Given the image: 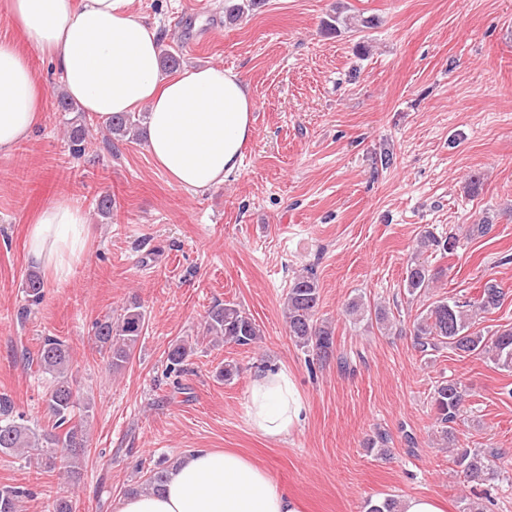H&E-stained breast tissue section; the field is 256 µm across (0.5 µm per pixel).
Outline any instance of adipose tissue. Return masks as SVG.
Returning <instances> with one entry per match:
<instances>
[{
  "label": "adipose tissue",
  "mask_w": 512,
  "mask_h": 512,
  "mask_svg": "<svg viewBox=\"0 0 512 512\" xmlns=\"http://www.w3.org/2000/svg\"><path fill=\"white\" fill-rule=\"evenodd\" d=\"M130 0H8L7 18L55 63L65 94L102 121L144 105L145 147L187 192L217 187L236 171L254 136V100L243 78L214 67L164 74L156 26L128 10ZM43 90L27 59L0 42V154L30 135ZM87 216L55 203L33 220L28 256L57 282L85 256ZM305 404L286 369L257 370L248 416L261 435L277 440L305 418ZM118 512H304L285 485L243 456L187 450L161 491L130 495Z\"/></svg>",
  "instance_id": "obj_1"
}]
</instances>
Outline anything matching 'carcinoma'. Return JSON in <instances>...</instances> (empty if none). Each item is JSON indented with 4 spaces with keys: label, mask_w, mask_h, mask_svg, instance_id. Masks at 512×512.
Masks as SVG:
<instances>
[{
    "label": "carcinoma",
    "mask_w": 512,
    "mask_h": 512,
    "mask_svg": "<svg viewBox=\"0 0 512 512\" xmlns=\"http://www.w3.org/2000/svg\"><path fill=\"white\" fill-rule=\"evenodd\" d=\"M345 27H368L370 19L343 17L341 12L324 22L328 31L337 30V24ZM60 112H73L67 119L69 149L79 156L86 151V125L79 107L67 97H57ZM145 115L136 112H120L110 120L107 140H135L139 137ZM458 236L448 234L437 237L431 233L421 236L410 264L407 266L405 288L411 295L428 293L438 276L432 273L424 254L452 252L457 247ZM44 283L36 272L25 279L28 302L34 305L42 298ZM504 290L496 280H488L475 300L455 297L439 298L431 302L413 320V336L422 353L448 349L460 357L471 355L484 358L495 367L512 372V327L489 332L478 328L479 316L499 308L504 300ZM320 294L315 273L306 269L295 275L289 285L285 301L288 335L296 346L318 361L336 358L340 368L349 367L347 355L335 354V331L332 326L316 319ZM346 312L358 319L375 317L381 328L390 326V318L382 306L373 307L362 299L354 298ZM145 325L141 306L132 302L123 307L116 316L110 315L96 322L95 340L99 351L106 355L108 365L118 371L129 361ZM206 334L216 342L249 346L261 338L259 326L235 303H217L206 317ZM192 348L185 342H177L168 350L167 360L173 366L183 364ZM72 349L67 341L47 336L36 354L39 370L50 376L46 393V410L52 418L51 429L41 432L29 427L24 416L14 411L11 399L0 396V452L14 453L25 457L36 456L40 466L47 471L58 467L67 477L77 481L81 477L82 458L86 453L84 429L77 413L86 412L90 404L80 405L72 377ZM467 388L456 379L437 383L430 397L439 426V441L452 448L457 445L455 425L462 417ZM499 453L493 448L463 449L453 457V463L469 482H487L499 478L501 467L496 464ZM25 495L20 488L0 489V512H19L18 499ZM366 512H400L399 502L394 498L367 501Z\"/></svg>",
    "instance_id": "cac0c4a2"
}]
</instances>
